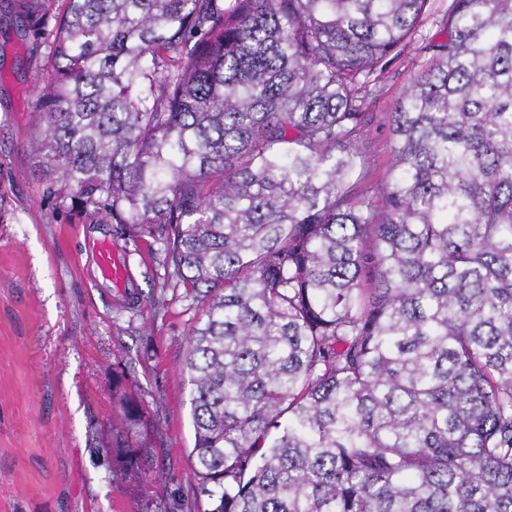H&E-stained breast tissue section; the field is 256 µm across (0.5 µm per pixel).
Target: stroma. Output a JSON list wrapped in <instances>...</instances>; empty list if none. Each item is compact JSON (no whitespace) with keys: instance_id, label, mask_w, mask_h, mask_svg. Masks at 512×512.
<instances>
[{"instance_id":"obj_1","label":"stroma","mask_w":512,"mask_h":512,"mask_svg":"<svg viewBox=\"0 0 512 512\" xmlns=\"http://www.w3.org/2000/svg\"><path fill=\"white\" fill-rule=\"evenodd\" d=\"M429 11L380 76L364 134L368 183L382 193L395 140L387 117L429 59ZM15 0H0V512H181L197 483L190 386L182 372L204 306L164 283L159 244L121 243L132 284L102 285L88 243L111 238L44 196L30 173L35 91L52 73L47 45L27 47ZM143 411L146 474L113 479L105 448L123 399Z\"/></svg>"}]
</instances>
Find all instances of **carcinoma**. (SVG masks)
I'll return each instance as SVG.
<instances>
[{
	"label": "carcinoma",
	"mask_w": 512,
	"mask_h": 512,
	"mask_svg": "<svg viewBox=\"0 0 512 512\" xmlns=\"http://www.w3.org/2000/svg\"><path fill=\"white\" fill-rule=\"evenodd\" d=\"M16 2L52 48L31 176L207 305L209 512H512V0L422 39L380 206L359 143L430 0Z\"/></svg>",
	"instance_id": "obj_1"
}]
</instances>
